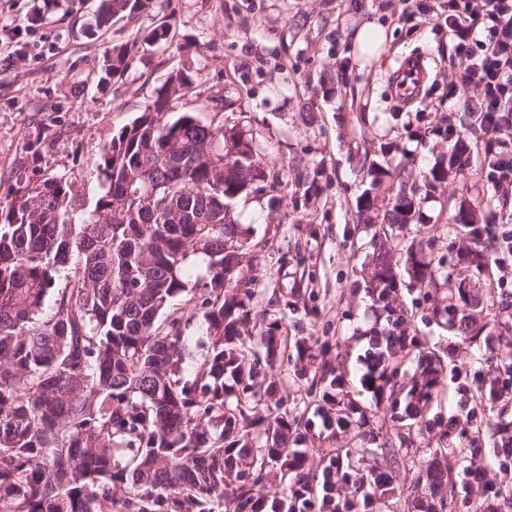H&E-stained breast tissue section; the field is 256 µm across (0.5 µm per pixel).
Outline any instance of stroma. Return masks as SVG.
<instances>
[{"label":"stroma","mask_w":512,"mask_h":512,"mask_svg":"<svg viewBox=\"0 0 512 512\" xmlns=\"http://www.w3.org/2000/svg\"><path fill=\"white\" fill-rule=\"evenodd\" d=\"M439 0H145L94 25L98 0H61L40 24L29 25L37 0H0V193L11 168L35 158L42 170L85 176L93 194L101 146L151 105L167 77L188 72L193 95L171 99L170 114L192 112L203 122L252 138L267 171L284 181L275 196L240 198L236 213L246 241L243 261L258 277L250 318L275 311L289 336L307 350L277 370L284 408L311 423L308 467L322 472L323 448H356L349 431L332 437L306 394V381L328 359L345 376L348 399L366 405L361 376L371 362L370 332L383 328L365 292L372 229L357 221L370 163L401 155L431 168L448 153V124L461 109L451 86L464 64L448 39ZM374 26L383 41L360 57L356 35ZM128 49V66L103 79L113 47ZM406 56L422 58L427 76L418 99L399 102L390 76ZM494 190L483 156L448 179L447 194L423 204L434 226L433 249L449 266V196L463 187ZM460 276L487 303L500 327L497 346H512V307L503 300L512 278L497 266ZM431 345L472 370L496 376L484 340L469 343L436 326Z\"/></svg>","instance_id":"stroma-1"}]
</instances>
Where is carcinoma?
<instances>
[{"instance_id":"obj_1","label":"carcinoma","mask_w":512,"mask_h":512,"mask_svg":"<svg viewBox=\"0 0 512 512\" xmlns=\"http://www.w3.org/2000/svg\"><path fill=\"white\" fill-rule=\"evenodd\" d=\"M139 0H100L96 24L134 9ZM194 93L183 73L170 75L151 106L99 149V191L86 201L81 178L31 172L20 163L0 195V512H388L403 491L401 469L414 471L417 512H462L487 493L512 512V480H484L491 452L512 475L506 422L480 418L512 404V348L498 358L506 377L479 383L473 409L434 448H413L439 418L432 413L448 375L468 377L429 349L408 313L393 308L394 268L424 285L423 299L443 293L428 320L473 341L494 335L483 300L457 287L432 239L407 240L421 204L445 194L449 171L470 163L462 130L477 124L465 112L448 117L455 132L448 160L428 170L398 161L371 175L360 203L374 228L369 293L386 313V351L364 375L369 410L386 404L392 431L369 430L367 411L318 385L342 386L324 362L307 394L336 432L354 430L358 448H325L323 478L307 469L300 447L309 421L273 402L274 376L258 380L257 365L276 367L288 337L249 335V303L257 280L242 266L234 202L276 190L253 141L191 112L167 115L174 97ZM160 187L153 207L149 187ZM492 199L453 203L448 236L463 237L461 261L488 264L494 215L477 211ZM206 287L203 304L210 351L193 359L182 319L158 317L182 294ZM492 448L485 449V443ZM286 482L270 495L273 478ZM336 493L331 510L327 489Z\"/></svg>"}]
</instances>
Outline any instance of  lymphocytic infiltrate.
Here are the masks:
<instances>
[{
  "label": "lymphocytic infiltrate",
  "mask_w": 512,
  "mask_h": 512,
  "mask_svg": "<svg viewBox=\"0 0 512 512\" xmlns=\"http://www.w3.org/2000/svg\"><path fill=\"white\" fill-rule=\"evenodd\" d=\"M444 6L448 38L465 63L455 91L478 88L474 112L495 133L486 175L494 186L512 189V138L501 135L512 127V0H445Z\"/></svg>",
  "instance_id": "1"
}]
</instances>
